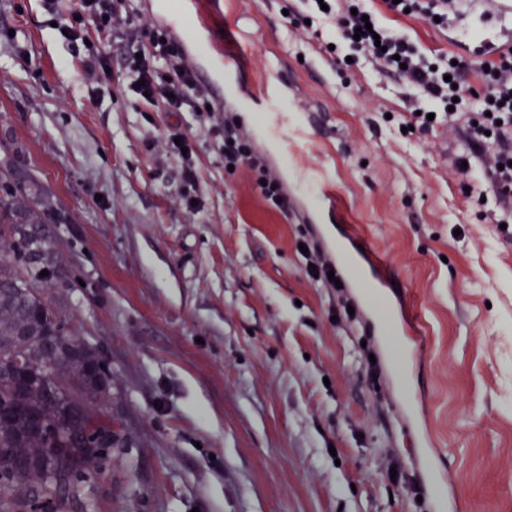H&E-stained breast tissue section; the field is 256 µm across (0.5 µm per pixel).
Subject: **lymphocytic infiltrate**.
<instances>
[{
  "instance_id": "obj_1",
  "label": "lymphocytic infiltrate",
  "mask_w": 512,
  "mask_h": 512,
  "mask_svg": "<svg viewBox=\"0 0 512 512\" xmlns=\"http://www.w3.org/2000/svg\"><path fill=\"white\" fill-rule=\"evenodd\" d=\"M44 10L52 15L58 29L71 36L69 45L82 55L87 75L99 82L110 78L106 68L111 59L98 46L100 40L121 38L133 46L124 59L133 95L151 112L176 113L192 107L203 129L212 136L225 164H248L260 179L262 197L287 209L285 193L277 184V176L252 152L249 139L237 118L223 107L201 108L206 100L205 89L194 69L186 63L181 49L165 40L164 30L144 22L130 0H78L75 13L62 14L59 0H42ZM325 18L333 20L341 39L349 43L357 55L375 60L391 72L402 73L413 85L421 87L438 105L448 108L451 130L465 129L479 144L491 146L486 178L498 200L512 196V53L502 54L489 64L484 79L489 88V101L483 111L469 112L461 102V90L454 84L460 79L459 69L450 59L427 60L417 46L380 22H373L372 31L356 36L362 26L361 15L355 14L357 0H323ZM95 30L99 40L86 44L88 30ZM193 142L181 125L172 124L160 143L159 150L168 158L180 160L184 186L180 198L191 202V188L197 183L191 155L187 150Z\"/></svg>"
}]
</instances>
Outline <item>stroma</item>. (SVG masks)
<instances>
[{
	"label": "stroma",
	"mask_w": 512,
	"mask_h": 512,
	"mask_svg": "<svg viewBox=\"0 0 512 512\" xmlns=\"http://www.w3.org/2000/svg\"><path fill=\"white\" fill-rule=\"evenodd\" d=\"M219 2L220 80L154 0L135 6L220 82L285 211L249 165L225 170L194 112L146 115L119 70L97 89L41 0H0V157L59 215L41 227L45 297L98 353L120 425L96 512H512V234L462 193L443 128L400 131L435 109L423 91L327 52L334 27H293L288 0ZM362 4L425 57L458 60L481 107L479 46L512 16L456 0L436 26ZM176 122L197 140L194 208L180 164L149 148ZM356 234L386 260L393 313L424 327L401 356L346 259ZM311 237L359 310L352 329L304 271ZM396 461L410 481L391 480Z\"/></svg>",
	"instance_id": "obj_1"
}]
</instances>
